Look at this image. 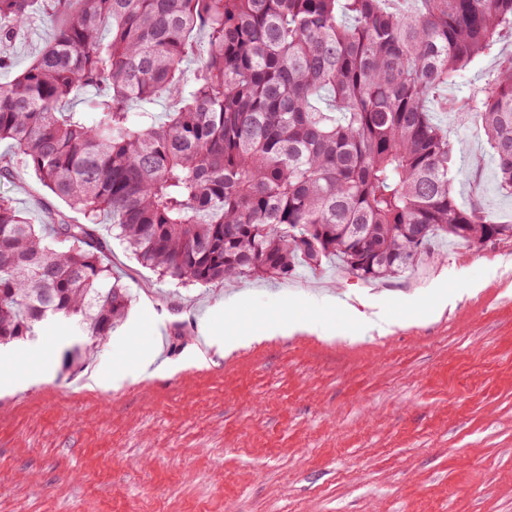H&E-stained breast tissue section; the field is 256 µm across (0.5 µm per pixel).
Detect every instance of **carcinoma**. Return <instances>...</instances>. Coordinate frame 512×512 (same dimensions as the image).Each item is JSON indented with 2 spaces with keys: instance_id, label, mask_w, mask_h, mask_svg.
<instances>
[{
  "instance_id": "1",
  "label": "carcinoma",
  "mask_w": 512,
  "mask_h": 512,
  "mask_svg": "<svg viewBox=\"0 0 512 512\" xmlns=\"http://www.w3.org/2000/svg\"><path fill=\"white\" fill-rule=\"evenodd\" d=\"M37 4L55 31L0 86V179L28 170L84 221L32 224L0 195V345L57 318L93 342L124 322L104 217L139 263L201 287L318 275L331 258L379 281L438 240L512 238L456 202L436 118L512 35V0H0V43ZM78 97L85 109L60 111ZM464 107L512 195V54ZM512 53V37L504 36L496 45L491 54L483 55L471 64L466 72V78L461 85L448 87V99L455 100L456 103L464 100L469 88L479 86L484 83L486 78L494 72L497 66V60L501 55Z\"/></svg>"
}]
</instances>
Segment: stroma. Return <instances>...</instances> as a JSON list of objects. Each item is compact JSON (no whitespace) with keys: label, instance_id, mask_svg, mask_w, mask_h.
I'll list each match as a JSON object with an SVG mask.
<instances>
[{"label":"stroma","instance_id":"obj_1","mask_svg":"<svg viewBox=\"0 0 512 512\" xmlns=\"http://www.w3.org/2000/svg\"><path fill=\"white\" fill-rule=\"evenodd\" d=\"M54 24L36 15L0 45V84L42 51ZM469 67L464 100L499 56ZM456 157L461 206L512 220L481 124L439 112ZM0 193L34 224L80 220L19 173ZM410 276L366 283L333 260L319 275L176 286L113 246L109 264L135 301L91 357L65 367L82 336L65 321L6 345L51 371L0 383V512H512V240L456 242ZM309 318L295 332L223 354L202 342L242 319ZM158 352L159 370L129 363ZM98 372L97 385L87 383Z\"/></svg>","mask_w":512,"mask_h":512}]
</instances>
